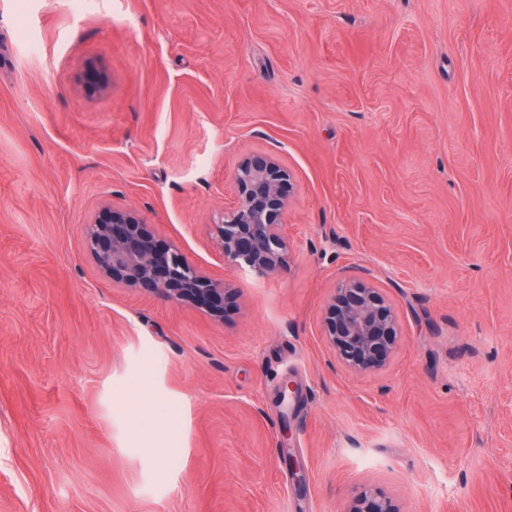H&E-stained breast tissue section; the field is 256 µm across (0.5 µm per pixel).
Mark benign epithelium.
Masks as SVG:
<instances>
[{
	"label": "benign epithelium",
	"mask_w": 512,
	"mask_h": 512,
	"mask_svg": "<svg viewBox=\"0 0 512 512\" xmlns=\"http://www.w3.org/2000/svg\"><path fill=\"white\" fill-rule=\"evenodd\" d=\"M288 168L270 154H249L234 175L235 198L213 224L224 262L259 277L286 264L289 244L282 216L288 208ZM87 242L99 271L136 287L145 286L171 301L193 300L220 314L224 282H213L174 245L163 248L136 212L106 203L86 224ZM400 325L392 304L361 281L333 289L324 319V337L343 366L353 373L385 369L399 344ZM344 512H399L392 500L373 489L360 491Z\"/></svg>",
	"instance_id": "1"
}]
</instances>
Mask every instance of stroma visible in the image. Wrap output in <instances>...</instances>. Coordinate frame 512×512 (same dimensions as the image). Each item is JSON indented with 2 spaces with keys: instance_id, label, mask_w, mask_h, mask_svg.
Returning <instances> with one entry per match:
<instances>
[{
  "instance_id": "35a3bbf8",
  "label": "stroma",
  "mask_w": 512,
  "mask_h": 512,
  "mask_svg": "<svg viewBox=\"0 0 512 512\" xmlns=\"http://www.w3.org/2000/svg\"><path fill=\"white\" fill-rule=\"evenodd\" d=\"M251 152L292 176L269 277L212 239ZM106 202L230 282L223 315L102 276ZM344 280L398 313L384 372L324 340ZM365 488L512 512V0H0V512Z\"/></svg>"
}]
</instances>
